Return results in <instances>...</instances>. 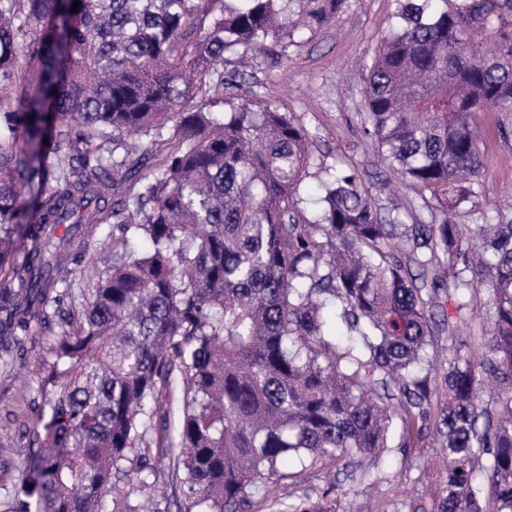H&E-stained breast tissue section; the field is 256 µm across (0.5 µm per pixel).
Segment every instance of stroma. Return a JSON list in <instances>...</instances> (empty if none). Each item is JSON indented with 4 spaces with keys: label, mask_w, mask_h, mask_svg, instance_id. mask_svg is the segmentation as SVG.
I'll return each mask as SVG.
<instances>
[{
    "label": "stroma",
    "mask_w": 512,
    "mask_h": 512,
    "mask_svg": "<svg viewBox=\"0 0 512 512\" xmlns=\"http://www.w3.org/2000/svg\"><path fill=\"white\" fill-rule=\"evenodd\" d=\"M395 0H351L336 23L306 35L300 49L243 58L237 81L244 90H256L260 103L294 117L313 142V161L326 166L358 169L363 185L375 190L387 172L366 141L359 114L364 100V78L375 48L388 32ZM502 116L486 110L476 119L477 145L483 168L474 184L475 195L459 207L461 224L480 223L482 216L512 215V138H503ZM110 238L101 231L85 237L69 264L73 291L86 289L93 269L103 268ZM35 345L24 364L0 366V429L13 441L0 448V494L17 483L28 452V430L36 421V389L51 358L52 336L34 327ZM290 479L259 488L256 512H281L288 496H317L328 484L326 470L288 466ZM444 478L435 461L431 436L419 447L389 453L365 480L346 485L336 502L337 512H434Z\"/></svg>",
    "instance_id": "obj_1"
}]
</instances>
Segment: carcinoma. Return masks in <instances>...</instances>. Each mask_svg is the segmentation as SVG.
I'll return each instance as SVG.
<instances>
[{
    "instance_id": "cac0c4a2",
    "label": "carcinoma",
    "mask_w": 512,
    "mask_h": 512,
    "mask_svg": "<svg viewBox=\"0 0 512 512\" xmlns=\"http://www.w3.org/2000/svg\"><path fill=\"white\" fill-rule=\"evenodd\" d=\"M73 2L0 0L1 361L25 359L61 305L87 225L117 232L56 323L4 512H169L135 498L158 479L152 457L173 464L179 512H251L289 460L351 478L432 420L437 512H512V217L448 219L482 169L475 115L512 114V0H396L362 120L387 168L436 201L410 224L379 203L388 180L372 195L346 168H319L308 210L307 132L248 95L210 111L224 66L301 47L351 0ZM484 285L479 347L434 365V336ZM338 490L283 512H333Z\"/></svg>"
}]
</instances>
